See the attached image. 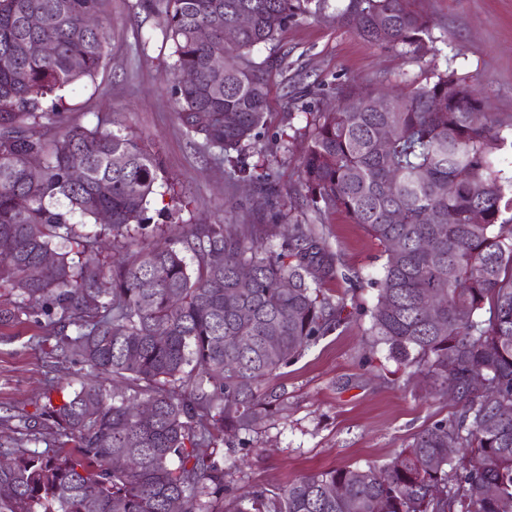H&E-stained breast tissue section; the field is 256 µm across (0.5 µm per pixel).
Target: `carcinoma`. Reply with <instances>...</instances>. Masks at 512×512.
<instances>
[{
  "label": "carcinoma",
  "mask_w": 512,
  "mask_h": 512,
  "mask_svg": "<svg viewBox=\"0 0 512 512\" xmlns=\"http://www.w3.org/2000/svg\"><path fill=\"white\" fill-rule=\"evenodd\" d=\"M110 2L0 0V282L32 305L24 314L57 329L51 371L67 363L81 370L59 403L17 416L32 434L48 426L62 442L0 448L8 460L0 512H512V416L498 413L512 407V237L502 234L512 223V182L496 166L512 116L483 111L472 84L448 70L407 92L350 85L334 108L315 112L299 164L304 197L320 215L346 213L384 250L383 273L371 282L372 344L435 385L453 376L459 409L383 468L333 467L238 497L216 437L248 456L244 435L288 411L271 379L365 310L323 293L336 260L311 224L289 225L278 251L264 244L263 224H194L105 273L101 236L152 223L161 162L108 118L54 132L41 118L61 114L64 91L104 66L100 20ZM326 2L137 3L163 17L173 70L195 75L173 88L186 134L222 152L229 179L256 185L272 207L273 171L246 161L266 122L271 66L250 52ZM243 13L251 26L224 41ZM335 19L405 54H424L433 42L419 0H344ZM202 27L212 31L207 40ZM43 41L54 55L29 50ZM218 56L222 71L211 65ZM33 155L44 160L37 176L27 169ZM75 155L85 164L79 182L70 175ZM117 157L123 166H114ZM102 212L112 221L99 233L73 222L78 215L96 224ZM430 298L431 318L422 308ZM476 373L485 387L471 385ZM145 402L155 410L147 421L138 414ZM450 443L465 464L448 461ZM115 457L128 465L111 467ZM338 486L340 496L332 494Z\"/></svg>",
  "instance_id": "carcinoma-1"
}]
</instances>
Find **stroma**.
<instances>
[{"label":"stroma","mask_w":512,"mask_h":512,"mask_svg":"<svg viewBox=\"0 0 512 512\" xmlns=\"http://www.w3.org/2000/svg\"><path fill=\"white\" fill-rule=\"evenodd\" d=\"M135 3L112 0L103 20L106 65L94 81L66 92L65 121L91 127L98 119H113L147 138L160 155L183 206L175 219L163 217L169 198L164 185H157L149 206L150 240L168 235L171 224L187 228L206 219L268 225L269 242L277 247L286 225L311 224L336 255V276L324 282V291L365 310L274 378L288 393V415L263 426L247 464L231 472L234 490L244 497L322 469L385 466L419 430L450 416L455 402L423 377L398 370L385 348L367 347V312L377 301L370 283L382 273V248L345 213L317 215L297 195L298 164L308 143L303 131L313 123L300 104L316 85L326 103L334 104L348 85L410 89L451 69L474 84L491 112L512 115V0H422L435 42L419 58L381 48L337 25L336 0L320 14L289 23L273 44L254 48V61L275 63L268 72L266 126L252 156L277 174L281 198L273 215L251 187L228 179L229 165L219 150L186 134L174 113L172 45L161 18L139 11ZM22 304L15 289L0 286V312L14 314L0 319V442L40 451L53 444V431L44 429L38 440H30L17 417L38 413L57 398V381L73 380L74 372L49 373L46 354L54 332L22 314ZM8 412L13 420L2 421Z\"/></svg>","instance_id":"stroma-1"}]
</instances>
